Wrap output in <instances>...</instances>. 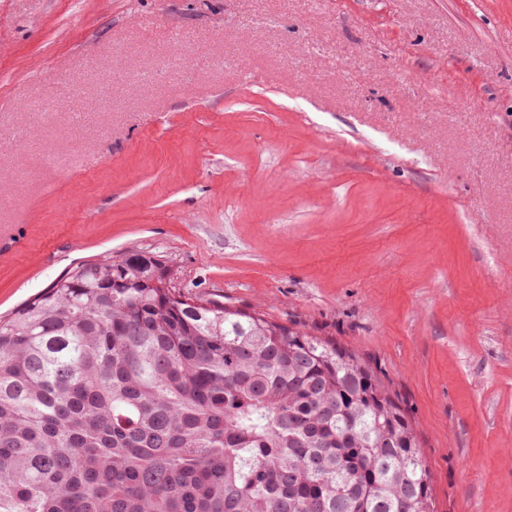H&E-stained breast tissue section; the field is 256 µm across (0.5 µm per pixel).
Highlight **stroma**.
Here are the masks:
<instances>
[{
  "label": "stroma",
  "mask_w": 512,
  "mask_h": 512,
  "mask_svg": "<svg viewBox=\"0 0 512 512\" xmlns=\"http://www.w3.org/2000/svg\"><path fill=\"white\" fill-rule=\"evenodd\" d=\"M111 251L354 351L437 512H512V0H0V313Z\"/></svg>",
  "instance_id": "stroma-1"
}]
</instances>
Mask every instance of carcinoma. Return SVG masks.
<instances>
[{
	"mask_svg": "<svg viewBox=\"0 0 512 512\" xmlns=\"http://www.w3.org/2000/svg\"><path fill=\"white\" fill-rule=\"evenodd\" d=\"M162 265L79 262L0 317V512H436L370 366Z\"/></svg>",
	"mask_w": 512,
	"mask_h": 512,
	"instance_id": "cac0c4a2",
	"label": "carcinoma"
}]
</instances>
